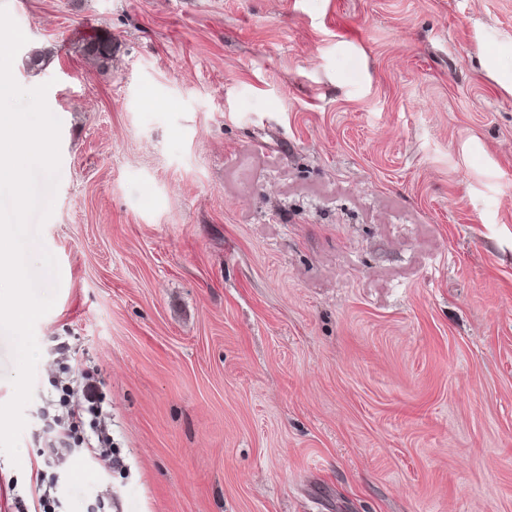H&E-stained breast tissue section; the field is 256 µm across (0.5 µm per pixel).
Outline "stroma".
Returning a JSON list of instances; mask_svg holds the SVG:
<instances>
[{
  "label": "stroma",
  "mask_w": 512,
  "mask_h": 512,
  "mask_svg": "<svg viewBox=\"0 0 512 512\" xmlns=\"http://www.w3.org/2000/svg\"><path fill=\"white\" fill-rule=\"evenodd\" d=\"M0 1L62 121L0 512H512V0ZM76 365L108 468L40 440ZM57 485L52 484L49 486L44 485V480L39 478V474L36 475L35 485L31 486L29 490V496L26 503L25 499H17L15 508L16 511L26 512H52L50 508L51 504H56L58 499Z\"/></svg>",
  "instance_id": "1"
}]
</instances>
